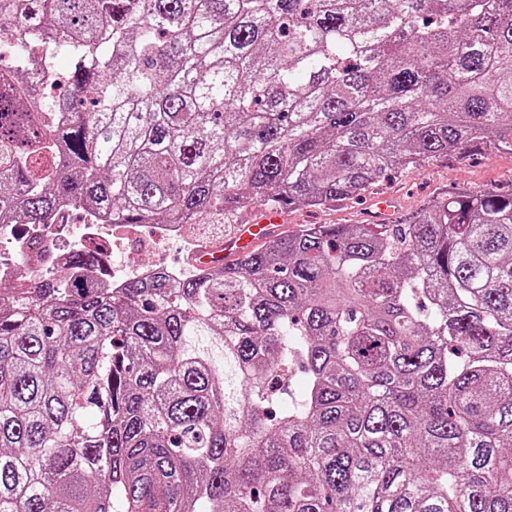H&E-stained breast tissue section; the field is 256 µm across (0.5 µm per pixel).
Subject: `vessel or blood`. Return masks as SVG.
Listing matches in <instances>:
<instances>
[{
  "label": "vessel or blood",
  "mask_w": 512,
  "mask_h": 512,
  "mask_svg": "<svg viewBox=\"0 0 512 512\" xmlns=\"http://www.w3.org/2000/svg\"><path fill=\"white\" fill-rule=\"evenodd\" d=\"M284 220L280 211L267 210L254 223L238 225L228 238L200 246L190 257L193 266L208 269L229 259L250 253L260 244L281 234Z\"/></svg>",
  "instance_id": "vessel-or-blood-1"
}]
</instances>
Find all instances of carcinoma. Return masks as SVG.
Masks as SVG:
<instances>
[{
    "label": "carcinoma",
    "mask_w": 512,
    "mask_h": 512,
    "mask_svg": "<svg viewBox=\"0 0 512 512\" xmlns=\"http://www.w3.org/2000/svg\"><path fill=\"white\" fill-rule=\"evenodd\" d=\"M3 60L15 224H233L512 154V0H0ZM0 512H512V190L0 297Z\"/></svg>",
    "instance_id": "obj_1"
}]
</instances>
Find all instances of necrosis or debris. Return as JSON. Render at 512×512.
Listing matches in <instances>:
<instances>
[{
	"label": "necrosis or debris",
	"mask_w": 512,
	"mask_h": 512,
	"mask_svg": "<svg viewBox=\"0 0 512 512\" xmlns=\"http://www.w3.org/2000/svg\"><path fill=\"white\" fill-rule=\"evenodd\" d=\"M71 217V211L64 209L48 224H0V281L66 280L72 256L88 248L98 251V261L88 267V274L114 288L156 270L153 262L122 264L121 226L95 220L75 224Z\"/></svg>",
	"instance_id": "4bbe7bcc"
}]
</instances>
